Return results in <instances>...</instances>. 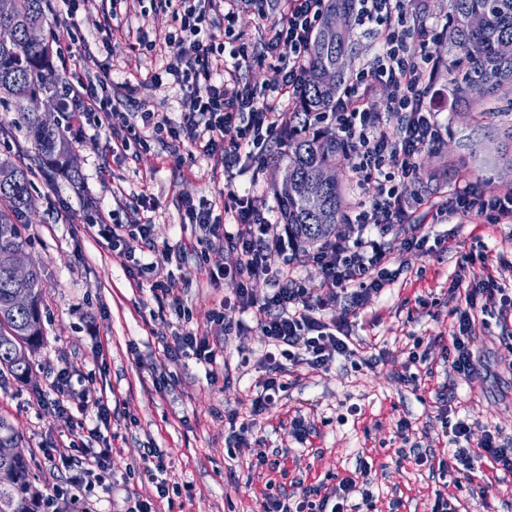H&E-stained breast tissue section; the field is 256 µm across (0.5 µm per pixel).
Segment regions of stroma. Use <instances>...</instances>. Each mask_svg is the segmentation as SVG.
<instances>
[{
	"mask_svg": "<svg viewBox=\"0 0 512 512\" xmlns=\"http://www.w3.org/2000/svg\"><path fill=\"white\" fill-rule=\"evenodd\" d=\"M176 8L175 0L156 11L141 0H125L115 16L109 0H97L82 15L75 36L92 43L111 37L110 79L117 86L161 65V55L139 57L129 45L141 32L163 43ZM401 8L407 16L422 15L433 28L425 52L437 58L436 34L448 17V0H403ZM433 92L441 139L424 152L420 167L429 176L412 184V192L433 199L473 182L489 197L512 194V171L499 172L495 153L498 128L512 125V85L492 98L500 112L482 124L454 111L445 75H438ZM182 96L175 84H144L135 100L120 97L114 105L132 112L137 101L147 99L176 121ZM75 146L80 181L38 174L23 229L25 251L43 269L47 339L35 357L37 380L22 384L0 376V438L11 439L32 458L44 488L66 485L70 473L51 466L43 449L58 459H77L83 448L112 444L111 476L76 492L72 512H132L148 497L155 512H262L265 497L292 493L298 483L335 486L362 458L371 467L372 497L361 502L360 512H431L442 485L459 512H512L510 480L484 501L470 484H456V471L440 479L398 457L402 448L439 449L461 418L471 427L472 442L488 428L512 439V322H500L492 311L476 324L478 373L470 381L451 368L442 343L472 274L491 275L512 289V223L488 224L459 214L437 218L420 206L416 223L389 226V237L418 239L420 248L397 254L390 266L392 284L371 298L359 318H347L346 301L331 308L356 338L358 354L337 359L326 371L283 362L288 388L258 417L241 446L227 415L249 414L265 375L255 361L263 346L258 330L227 337L224 361L211 370L193 359L170 360L162 343L172 340L186 320L199 336L214 340L225 337V323L242 318L236 308L220 309L230 285L213 284L206 264L218 241L182 223L183 201L211 200L219 216L224 192L252 191L276 208L273 183L281 166L267 160L260 172L245 165L229 176L223 165L206 157L179 161L173 146L159 136L151 138L148 149L134 143L116 153L109 134L90 127ZM144 189L156 207V242L175 249L165 269L180 281L184 318L139 291L125 269L126 258L87 226L100 216L134 223L138 215L130 203ZM478 254L483 257L479 263L474 260ZM383 352L388 359L381 363L377 357ZM412 354L418 379L407 382L402 374ZM244 357L251 360L245 368L239 365ZM64 367L73 374V387L91 381L111 410L108 424L98 423L90 409L75 412L67 426L39 402ZM448 381L455 382L456 392L445 404L436 392ZM297 417L314 430L303 443L291 429ZM402 419L411 422L409 431L399 429ZM147 448L162 451L170 463V497L156 495L143 460ZM260 450L274 454L276 466L256 465Z\"/></svg>",
	"mask_w": 512,
	"mask_h": 512,
	"instance_id": "1",
	"label": "stroma"
}]
</instances>
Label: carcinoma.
I'll return each instance as SVG.
<instances>
[{
	"label": "carcinoma",
	"mask_w": 512,
	"mask_h": 512,
	"mask_svg": "<svg viewBox=\"0 0 512 512\" xmlns=\"http://www.w3.org/2000/svg\"><path fill=\"white\" fill-rule=\"evenodd\" d=\"M480 13L484 24L471 25ZM51 26L45 0H0V28L11 31V42L0 43V112L11 115L9 133H19L34 150L39 167L60 172L72 181L80 179L75 165V146L68 133L69 116L59 95L62 79L55 74L48 39L27 40V30ZM355 0H327L320 26L310 42L300 100L289 113L287 149L277 158L294 168L289 186L274 184L279 219L288 225L295 250L328 245L346 221L348 207L342 182L329 187L322 198L310 199L305 188L316 171L342 167L351 153L350 143L327 127L313 129L309 116L327 112L336 103L354 58L356 42ZM449 70L457 101L465 106L494 96L512 83V0H449ZM336 69V84L321 83L323 72ZM52 102L58 113L48 127L41 122L43 101ZM35 169L0 160V373L21 382L35 369L33 356L44 343V292L42 271L30 262L26 279L17 280L10 259L24 252L22 219L29 211ZM22 291L28 302L13 304ZM34 467L27 457L0 458V512H42L43 493L35 484Z\"/></svg>",
	"instance_id": "carcinoma-1"
}]
</instances>
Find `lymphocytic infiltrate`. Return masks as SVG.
<instances>
[{"mask_svg": "<svg viewBox=\"0 0 512 512\" xmlns=\"http://www.w3.org/2000/svg\"><path fill=\"white\" fill-rule=\"evenodd\" d=\"M176 26L165 40L167 53L161 67L148 71L144 80L154 86L177 84L183 90L180 122L155 112L148 102L136 111L112 109L110 67L103 59L110 53V43H102L98 52H85L84 70L64 81L61 95L66 103L71 125L92 122L96 129L118 134L136 123L150 126L154 133L166 134L175 146L185 148L188 157L203 156L232 171L242 160L263 159L270 143L283 139L285 112L297 104L301 76L309 43L316 32L326 0H282L280 16L271 24L267 51L277 53L279 81L263 91L243 79L241 71L257 58L259 51L246 33L235 30L233 22L239 9L237 0H179ZM359 25H372L379 45L374 57L347 79L335 108L325 116L327 123L352 145L355 172L362 181L372 183L370 197L359 198L347 219V233L341 234L316 256L322 291L313 295L300 288L296 269L286 253L288 232L267 216L263 197L235 191L224 195V213L233 220L231 229L217 224L209 203L185 202L183 223L195 224L213 237L224 240L223 248L209 260L212 282L229 281L234 288L226 305L245 313V320L224 326L225 335L243 334L256 328L263 337L259 362L268 374L259 383L252 401L251 418L239 419L240 433L254 426V416L263 414L275 403L285 388L278 376L281 359H288L315 369H325L337 358L354 356L353 341L345 322L329 316L330 306L348 299L347 313L359 316L371 296L386 291L391 278L389 266L395 249L413 248V240L392 246L385 232H374V225L406 224L412 211L406 199L408 184L419 174L421 154L440 140L436 114L427 100L432 89L434 64L424 52L426 33L417 32L399 18L400 0H357ZM223 14V36L213 32V17ZM223 58V72H216L213 61ZM389 84L392 97L379 105L368 96L372 83ZM399 116L397 124L386 121L387 114ZM437 215L465 214L485 219L491 224L512 223V195L485 197L475 185L436 201ZM98 235L114 246L123 237L139 239L158 251L157 262L148 263L155 272L158 264L168 263L173 249L157 246L153 237V219L141 215L132 225L99 222ZM283 255L282 263L271 261L272 254ZM264 280L272 289L256 295L252 281ZM497 306L502 321L512 320V293L494 279L473 275L464 293V303L451 316V346L448 355L458 375L472 378L476 373L472 349L474 324L478 310ZM224 350L223 345L198 337L185 327L175 334L163 351L167 357H194L213 366ZM55 393L53 412L70 418L69 402L79 409L95 408L99 421H107L110 410L94 387L74 389L67 370H60L52 382ZM471 428L456 421L448 444L450 458L459 464V473L467 483H475L474 460H487L502 476L512 477V440H502L498 431H486L477 447H464ZM113 448L103 444L87 448L69 478L72 487L104 480L112 469ZM370 466L359 461L353 475L342 478L330 492L321 486L301 487L283 498H267L263 512H355L352 496L359 482L367 480Z\"/></svg>", "mask_w": 512, "mask_h": 512, "instance_id": "obj_1", "label": "lymphocytic infiltrate"}]
</instances>
